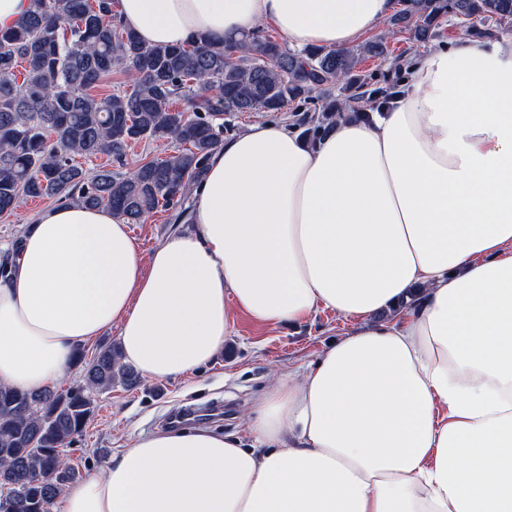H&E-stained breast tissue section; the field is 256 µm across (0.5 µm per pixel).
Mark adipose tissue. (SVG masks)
Returning <instances> with one entry per match:
<instances>
[{"instance_id":"obj_1","label":"adipose tissue","mask_w":512,"mask_h":512,"mask_svg":"<svg viewBox=\"0 0 512 512\" xmlns=\"http://www.w3.org/2000/svg\"><path fill=\"white\" fill-rule=\"evenodd\" d=\"M391 0H115L152 45L360 44ZM194 228L143 257L110 209L25 226L0 274V384L66 378L117 331L148 380L207 365L233 312L355 322L279 375L246 437L141 436L60 512H512V37L430 51L390 110L341 113L316 145L287 124L226 140L192 188Z\"/></svg>"}]
</instances>
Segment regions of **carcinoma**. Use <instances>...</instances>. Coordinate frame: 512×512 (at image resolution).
<instances>
[{
    "label": "carcinoma",
    "instance_id": "carcinoma-1",
    "mask_svg": "<svg viewBox=\"0 0 512 512\" xmlns=\"http://www.w3.org/2000/svg\"><path fill=\"white\" fill-rule=\"evenodd\" d=\"M390 25L426 42L446 18L512 24V0H399ZM114 0H32L23 24L0 32V216L28 198L106 207L128 224L169 211L199 182L221 145L229 112L312 111L309 104L340 80L355 89L342 109L365 116L386 105L398 87L356 78L365 57L394 58L381 37L342 50H291L257 29L240 41L205 39L186 45L145 44L114 20ZM130 73L132 88L105 93L113 72ZM336 102L310 114L304 132L314 145L333 126ZM164 140L172 153L129 174L93 172L75 157L105 156L121 164L131 144ZM84 383L63 391L22 392L0 385V512H49L79 472L62 449L93 418L95 391L139 386L118 348L74 355Z\"/></svg>",
    "mask_w": 512,
    "mask_h": 512
}]
</instances>
